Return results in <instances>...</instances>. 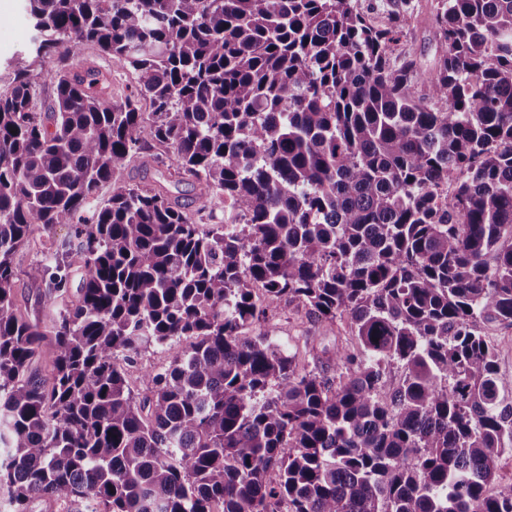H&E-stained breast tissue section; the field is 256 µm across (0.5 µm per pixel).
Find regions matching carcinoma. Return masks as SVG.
<instances>
[{"instance_id": "carcinoma-1", "label": "carcinoma", "mask_w": 512, "mask_h": 512, "mask_svg": "<svg viewBox=\"0 0 512 512\" xmlns=\"http://www.w3.org/2000/svg\"><path fill=\"white\" fill-rule=\"evenodd\" d=\"M27 2L55 92L37 107L28 65L0 92L10 512H512V482L487 493L512 399L485 333L512 326V0H437L427 72L397 50L410 0L385 26L359 0ZM87 43L136 92L72 71ZM136 155L222 218L124 181ZM57 224L29 314L13 258ZM283 300L349 319L310 370L242 335ZM150 346L171 361L138 399L124 364Z\"/></svg>"}]
</instances>
